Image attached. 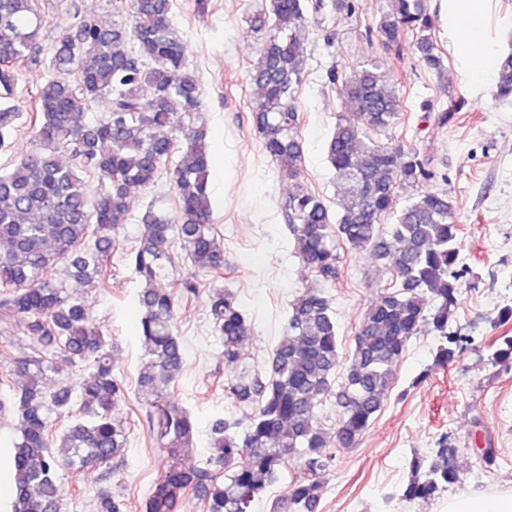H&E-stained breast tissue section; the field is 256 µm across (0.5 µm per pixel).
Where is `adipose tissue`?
Masks as SVG:
<instances>
[{
	"label": "adipose tissue",
	"instance_id": "adipose-tissue-1",
	"mask_svg": "<svg viewBox=\"0 0 512 512\" xmlns=\"http://www.w3.org/2000/svg\"><path fill=\"white\" fill-rule=\"evenodd\" d=\"M448 31L461 34L464 26H471L469 42L465 47V66L477 77L488 75L493 66V53L482 41L479 22L486 0H440ZM448 512H512V494H476L470 489H459L448 500Z\"/></svg>",
	"mask_w": 512,
	"mask_h": 512
}]
</instances>
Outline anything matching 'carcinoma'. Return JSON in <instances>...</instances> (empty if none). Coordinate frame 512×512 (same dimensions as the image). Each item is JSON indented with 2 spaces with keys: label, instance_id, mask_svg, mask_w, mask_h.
<instances>
[{
  "label": "carcinoma",
  "instance_id": "obj_1",
  "mask_svg": "<svg viewBox=\"0 0 512 512\" xmlns=\"http://www.w3.org/2000/svg\"><path fill=\"white\" fill-rule=\"evenodd\" d=\"M390 4L376 27L381 45L398 54L410 32L421 66L442 73L427 0ZM328 7L355 12L350 0H269L268 8L250 16V30L263 35L249 73L258 94L255 131L262 152L288 180L285 218L303 268L321 281H336L338 246L344 244L387 265L395 284L368 308L346 360L329 297L316 288L299 289L289 304L286 333L268 361L267 381L227 387L228 398L250 412L232 424L214 423L209 462L191 467L185 460L194 450L195 422L168 392L185 362L174 332L177 298L156 284L173 274L174 237L199 272L223 273L224 253L212 222L200 88L175 29L171 0H117L110 11L78 15L48 57L38 44L49 19L41 0H0V148L21 117L14 104L20 71L48 73L28 113L32 146L0 173V336L9 339L20 328L41 344L18 359L0 355L23 379L15 393L11 512H61L60 464L79 475L97 471L102 479L114 473L128 445V431L114 417L125 387L81 288L108 284L130 190L151 188L165 173L178 195L176 215L170 220L147 211L145 232L127 253L144 311L140 336L147 364L139 391L149 435L165 456L143 512H178L191 490L203 494L206 512H253L293 454L304 460V472L291 485L288 512H314L331 461L325 453L329 440L316 421L323 401L336 399V447L354 448L384 407L412 337H438L439 365L459 355L462 338L448 331L458 305L460 228L448 222L455 201L445 189H430L394 210L400 189L431 182L437 174L418 149L378 139L399 122L402 109L396 84L376 64L328 74L341 103L326 141L341 189L336 206L305 179L296 104L306 67L301 35L305 15ZM123 12L130 13L131 24L118 20ZM496 97L512 101V54L498 62ZM100 101L106 109L94 118L90 111ZM423 109V122L446 127L455 119L454 104L436 113ZM386 218L391 222L383 223ZM59 263L70 269V279L55 278ZM209 313L223 341L224 363H237L251 332L234 295L215 292ZM490 348L494 363L512 366V336ZM57 358L93 368L80 386L78 405L72 385L48 387ZM63 413L78 419L54 443L52 416ZM413 469L409 483L389 498L427 502L458 480L446 448L425 464L414 462Z\"/></svg>",
  "mask_w": 512,
  "mask_h": 512
}]
</instances>
